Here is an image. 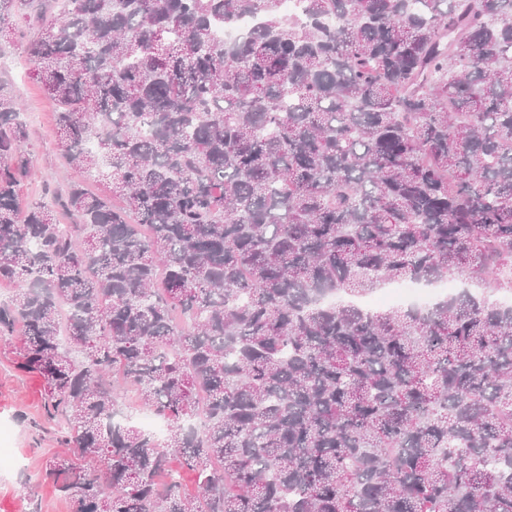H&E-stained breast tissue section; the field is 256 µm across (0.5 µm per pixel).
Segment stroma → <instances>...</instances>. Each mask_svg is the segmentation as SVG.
Returning <instances> with one entry per match:
<instances>
[{"mask_svg":"<svg viewBox=\"0 0 512 512\" xmlns=\"http://www.w3.org/2000/svg\"><path fill=\"white\" fill-rule=\"evenodd\" d=\"M14 24L11 42L0 45V86L21 104L30 133L34 176L24 183L21 195L49 204L54 195L67 193L73 172L58 147L59 107L32 74L27 47L37 27L22 16ZM42 393L40 379L18 370L8 348L0 344V424L10 428L0 446L22 462L18 469L0 467V512H68L60 493L41 477L46 460L60 449L53 423L43 417Z\"/></svg>","mask_w":512,"mask_h":512,"instance_id":"35a3bbf8","label":"stroma"}]
</instances>
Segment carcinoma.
<instances>
[{
  "label": "carcinoma",
  "mask_w": 512,
  "mask_h": 512,
  "mask_svg": "<svg viewBox=\"0 0 512 512\" xmlns=\"http://www.w3.org/2000/svg\"><path fill=\"white\" fill-rule=\"evenodd\" d=\"M55 2L0 42L36 15L77 222L0 89V339L70 512H512V0ZM254 26V19L243 17L233 25L224 26L223 23H218L214 28V35L217 39L224 40V43H232L246 35ZM456 280L458 278H449L448 284L445 283L442 288L423 289L424 292H419L411 288L408 284H401L397 288H388L386 291L374 295L371 298V306L374 308L396 305L407 298H414L419 303H426L435 299L438 294H451L455 291L456 282L449 280Z\"/></svg>",
  "instance_id": "cac0c4a2"
}]
</instances>
